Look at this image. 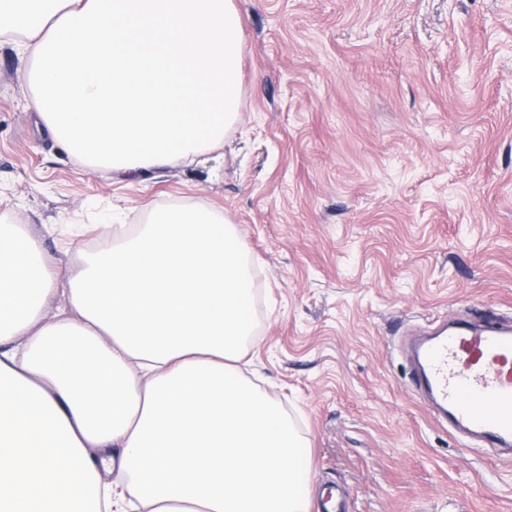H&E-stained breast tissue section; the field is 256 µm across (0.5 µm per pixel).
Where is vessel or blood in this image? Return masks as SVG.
Here are the masks:
<instances>
[{"mask_svg":"<svg viewBox=\"0 0 512 512\" xmlns=\"http://www.w3.org/2000/svg\"><path fill=\"white\" fill-rule=\"evenodd\" d=\"M414 385L437 421L512 459V325L457 321L415 350Z\"/></svg>","mask_w":512,"mask_h":512,"instance_id":"vessel-or-blood-1","label":"vessel or blood"}]
</instances>
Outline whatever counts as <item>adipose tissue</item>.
Segmentation results:
<instances>
[{"label": "adipose tissue", "mask_w": 512, "mask_h": 512, "mask_svg": "<svg viewBox=\"0 0 512 512\" xmlns=\"http://www.w3.org/2000/svg\"><path fill=\"white\" fill-rule=\"evenodd\" d=\"M0 36L91 168L183 163L240 120L235 0H0ZM98 230L63 284L27 225H0V512H307L306 442L238 367L253 260L228 215Z\"/></svg>", "instance_id": "obj_1"}]
</instances>
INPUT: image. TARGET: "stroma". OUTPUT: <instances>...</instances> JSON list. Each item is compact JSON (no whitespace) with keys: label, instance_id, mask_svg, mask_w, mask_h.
Instances as JSON below:
<instances>
[{"label":"stroma","instance_id":"1","mask_svg":"<svg viewBox=\"0 0 512 512\" xmlns=\"http://www.w3.org/2000/svg\"><path fill=\"white\" fill-rule=\"evenodd\" d=\"M242 122L133 177L70 157L0 44V224L52 270L97 226L204 204L255 261L247 377L308 444L309 512H512V463L437 423L406 352L428 320L512 318V0H235Z\"/></svg>","mask_w":512,"mask_h":512}]
</instances>
